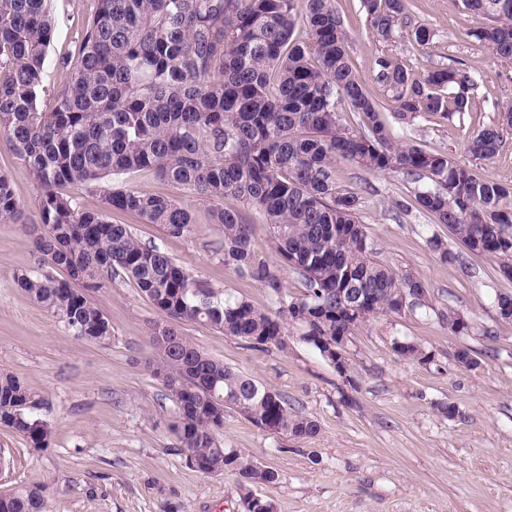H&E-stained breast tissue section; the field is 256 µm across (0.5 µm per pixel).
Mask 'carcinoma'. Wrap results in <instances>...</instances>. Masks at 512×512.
I'll return each instance as SVG.
<instances>
[{
    "mask_svg": "<svg viewBox=\"0 0 512 512\" xmlns=\"http://www.w3.org/2000/svg\"><path fill=\"white\" fill-rule=\"evenodd\" d=\"M370 24L389 42L405 26L404 0H363ZM483 24L473 36L512 64V0H461ZM57 24L51 0H0V139L29 169L38 190L34 240L43 265L21 270L19 288L49 310L77 338L112 339V324L87 293L130 281L163 316L151 337L150 362L175 404L172 432L188 462L204 474L238 478L246 512H275L251 487L275 484L280 474L224 447V411L232 409L260 429L298 440L319 434L313 418L288 397L204 353L175 325H209L253 347L299 341L331 365L349 371L345 356L329 351L363 323L408 306L432 307L425 283L367 258L366 227L357 193L336 182V163L400 172L432 187H417L401 204L445 224L470 252L499 260L512 280V187L486 180L450 155L396 140L353 69L348 36L335 0H97L75 50L62 57L71 69L54 108L37 106L47 51ZM306 39L293 38L297 27ZM374 78L396 103L394 117L410 124L423 113L463 120L477 80L456 61L423 74L388 52L375 60ZM358 114L359 130L339 123L340 106ZM512 106L481 127L466 152L494 158ZM142 170L180 185L202 202L234 200L217 208L221 228L215 253L241 276L276 292L289 269L304 288L274 312L203 287L164 251L141 243L127 224L100 210H83L78 191L102 194L105 208L136 215L181 238L193 230L189 210L142 189H116ZM276 241L278 266L256 254L251 214ZM24 211L0 174V223L23 222ZM63 269L67 277L54 271ZM449 333L468 334L463 312L436 311ZM401 356L433 361L419 344L395 341ZM15 375L0 370V424L35 449L50 446L49 424ZM0 512H49L43 486L0 495Z\"/></svg>",
    "mask_w": 512,
    "mask_h": 512,
    "instance_id": "1",
    "label": "carcinoma"
}]
</instances>
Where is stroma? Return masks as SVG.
Listing matches in <instances>:
<instances>
[{"mask_svg":"<svg viewBox=\"0 0 512 512\" xmlns=\"http://www.w3.org/2000/svg\"><path fill=\"white\" fill-rule=\"evenodd\" d=\"M405 5L412 26L431 31L427 46L414 44L405 31L382 44L371 32L362 0L336 2L368 95L383 118H391V97L371 76L384 48L420 73L456 60L466 63L477 77L469 116L447 121L424 113L412 125L393 124V133L451 155L487 180L512 185V131L505 132L493 159L465 151L498 108L512 104V64L474 38L482 21L460 0ZM95 8V0H55L57 26L37 99L41 111H50L68 84L70 72L58 60L73 50ZM0 174L9 179L27 219L23 225L0 224V368L26 384L38 416L52 429L50 446L36 450L0 425V494L45 486L51 512H245L234 475L204 474L176 446L173 404L148 364L155 356L149 336L161 316L133 284L116 279L90 296L112 324L107 343L73 336L17 286L15 274L40 262L27 226L35 218L38 192L26 165L1 142ZM336 176L340 187L362 198L360 221L373 242L368 259L422 280L434 307L360 326L344 347L350 364L345 377L295 337L284 350L254 348L209 326L182 323L181 331L209 356L288 395L320 426L317 437L294 440L262 431L229 410L225 447L280 473L279 482L254 488L277 512H512V324L500 322L494 304L496 295L512 294V280L501 277L497 259L485 255L468 254L467 271L441 259L428 237L439 236L454 254L462 247L446 225L399 210L415 188L403 174L341 162ZM115 185L175 199L191 211L194 230L181 238L126 213L108 217L131 225L142 242L159 247L209 287L267 311L277 309L280 294H302L300 279L290 271H282L277 292L225 266L215 252L220 233L210 205L179 185L149 170ZM448 306L470 318L467 335H450L437 319L436 309ZM398 340L419 343L433 362L399 355ZM463 347L475 352L479 368L456 362ZM442 404L454 405L457 416L445 418L438 411Z\"/></svg>","mask_w":512,"mask_h":512,"instance_id":"obj_1","label":"stroma"}]
</instances>
